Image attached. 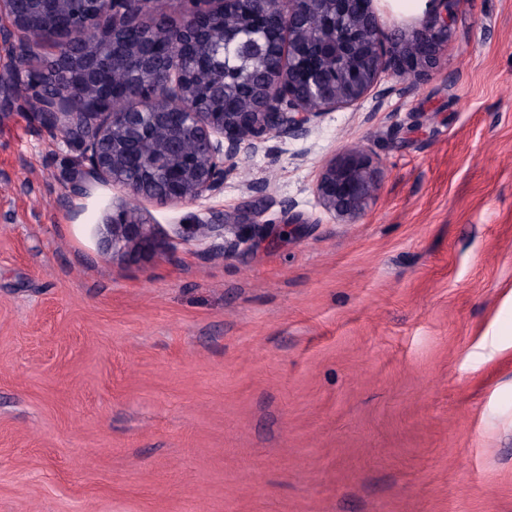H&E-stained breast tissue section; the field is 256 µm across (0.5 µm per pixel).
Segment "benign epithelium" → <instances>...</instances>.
<instances>
[{
  "label": "benign epithelium",
  "instance_id": "7a95c632",
  "mask_svg": "<svg viewBox=\"0 0 512 512\" xmlns=\"http://www.w3.org/2000/svg\"><path fill=\"white\" fill-rule=\"evenodd\" d=\"M18 0H0L11 20L0 40L16 43V63L46 46L63 66L64 82L52 95L26 83L32 120L79 151L82 175L64 197L88 195L96 184H113L127 199L107 218V249L138 260L160 249L136 201L193 203L224 189L228 163L244 149L256 152L271 137L304 139L329 112L361 102L379 75L398 77L433 68L437 37L448 28L462 0H446L445 13L425 18L395 46H386L373 0H218L189 13L182 23L145 24L147 8L165 12L168 0H39L19 11ZM278 20L261 41L246 37L264 13ZM320 13L336 25L312 34ZM163 50L144 54L140 45ZM275 49L279 65L253 85L240 88L224 78V47ZM231 93L242 111L226 112L210 99L212 89ZM380 171L368 151L353 145L331 157L319 174L316 193L328 212L356 220L375 195ZM238 229L237 245H249L258 226L236 215L197 224H177L176 239H224L225 224Z\"/></svg>",
  "mask_w": 512,
  "mask_h": 512
}]
</instances>
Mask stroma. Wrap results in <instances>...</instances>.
<instances>
[{
    "label": "stroma",
    "mask_w": 512,
    "mask_h": 512,
    "mask_svg": "<svg viewBox=\"0 0 512 512\" xmlns=\"http://www.w3.org/2000/svg\"><path fill=\"white\" fill-rule=\"evenodd\" d=\"M380 8L392 41L428 4ZM355 144L381 182L349 223L315 186ZM76 156L0 108V512H512V0H462L435 68L242 151L203 203H139L165 233L250 219L252 247L111 256L124 193L62 203Z\"/></svg>",
    "instance_id": "35a3bbf8"
}]
</instances>
